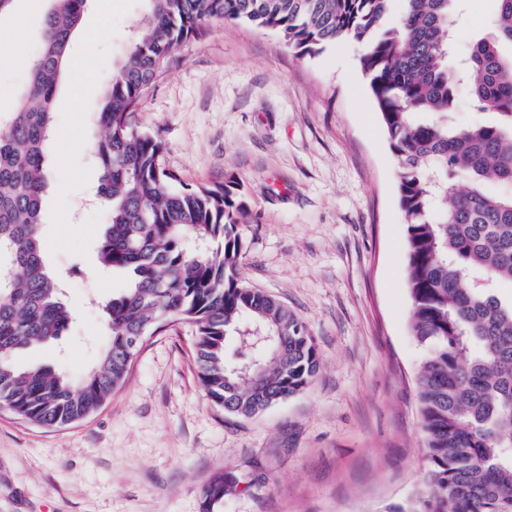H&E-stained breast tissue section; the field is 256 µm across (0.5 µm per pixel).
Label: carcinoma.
Here are the masks:
<instances>
[{
	"mask_svg": "<svg viewBox=\"0 0 512 512\" xmlns=\"http://www.w3.org/2000/svg\"><path fill=\"white\" fill-rule=\"evenodd\" d=\"M23 92L0 111V409L46 427L94 412L124 381L141 337L170 324L195 328L205 395L224 411L256 415L305 389L319 369L307 328L276 298L243 284L244 212L236 183H182L162 167L161 143L135 111L177 48L212 21L268 30L297 55L339 40L361 45V65L400 173L406 224L410 330L425 348L418 405L425 438L417 494L393 512H512V0H497L494 34L448 71L453 0H147L129 53L104 86L94 139L98 196L109 223L98 262L130 275L102 305L112 331L98 365L79 381L14 354L57 339L72 319L44 261L41 212L46 149L63 60L87 0H51ZM496 122H448L458 89ZM199 240L196 254L188 243ZM249 347L227 356L229 338Z\"/></svg>",
	"mask_w": 512,
	"mask_h": 512,
	"instance_id": "cac0c4a2",
	"label": "carcinoma"
}]
</instances>
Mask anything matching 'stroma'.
Listing matches in <instances>:
<instances>
[{
  "mask_svg": "<svg viewBox=\"0 0 512 512\" xmlns=\"http://www.w3.org/2000/svg\"><path fill=\"white\" fill-rule=\"evenodd\" d=\"M48 6L17 0V33L0 39L1 105L26 82ZM496 7L460 0L451 58L491 36ZM144 14L143 0H112L94 71L66 72L59 91L42 222L74 317L16 361L75 381L108 339L101 301L128 286L96 260L108 210L78 141L93 139L101 90ZM361 53L343 40L300 58L270 31L216 21L136 111L182 182L237 183L240 276L305 322L320 359L309 386L251 418L225 413L201 387L193 327L173 325L82 420L44 427L0 410V512H392L415 495L425 350L410 332L399 163ZM228 474L233 487L208 503L203 489Z\"/></svg>",
  "mask_w": 512,
  "mask_h": 512,
  "instance_id": "obj_1",
  "label": "stroma"
}]
</instances>
